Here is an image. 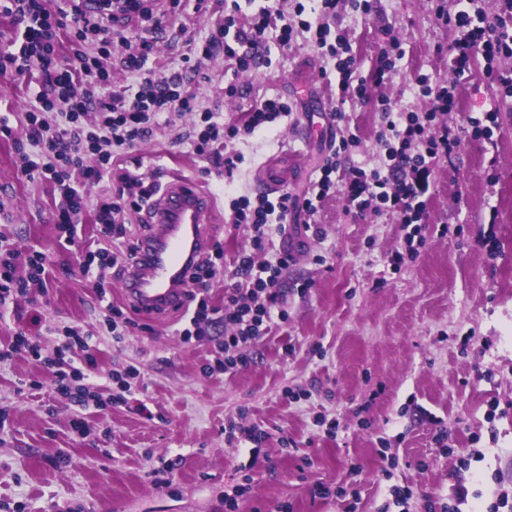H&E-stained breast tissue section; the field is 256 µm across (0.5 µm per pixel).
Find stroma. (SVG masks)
Instances as JSON below:
<instances>
[{"label":"stroma","mask_w":512,"mask_h":512,"mask_svg":"<svg viewBox=\"0 0 512 512\" xmlns=\"http://www.w3.org/2000/svg\"><path fill=\"white\" fill-rule=\"evenodd\" d=\"M221 21L218 12L195 14L186 0L162 21L156 68L179 67ZM340 26L364 75L380 46L401 45L396 75L370 102H339L321 77L332 61L302 34L280 45L273 29L263 65L237 74L219 54L201 85L204 105L220 106L228 119L270 97L293 108L237 142L244 162L232 178L170 130L133 153L141 173L178 176L212 196L210 240L225 260L249 246L246 229L224 221L225 186L255 193L259 165L285 150L299 170L287 190L301 192L340 134L330 117L337 110L361 140L352 161H372L374 99L422 112L429 102L410 80L454 76L450 57L435 49L456 32L436 20L432 0H375L370 15H344ZM484 66L476 60L462 78L460 104L447 115L460 144L435 166L418 254L392 273L387 259L402 241L397 218L356 213L339 194L326 199L311 231L275 239L296 257L279 283L288 322L252 344L248 367L234 374L201 371L213 337L224 333L218 318L188 342L178 334L181 319L138 313L122 342L101 335L109 306L125 303L120 277L109 275L101 295L73 275L77 259L57 242L49 184L18 178L12 137L0 135V209L9 216L0 231L18 251L46 250L55 262L36 301L0 310V342L21 328L51 350L62 328L75 326L98 337L91 379L102 395L113 392L112 370L141 372L124 405L86 409L91 432L83 438L71 428L75 407L50 387L17 395L19 383H43L41 368L22 358L0 364V503L9 512H225L224 492L244 473L252 482L240 512H488L512 499V125L491 144L470 135V118L494 98ZM232 81L249 94L226 98ZM33 103L18 79L0 77V115L14 135ZM238 419L259 443L226 440L225 425ZM460 482L469 496L458 506L451 492ZM403 487L412 491L405 503L396 495Z\"/></svg>","instance_id":"35a3bbf8"}]
</instances>
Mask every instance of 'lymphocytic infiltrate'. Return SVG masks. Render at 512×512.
I'll return each mask as SVG.
<instances>
[{"label":"lymphocytic infiltrate","instance_id":"lymphocytic-infiltrate-1","mask_svg":"<svg viewBox=\"0 0 512 512\" xmlns=\"http://www.w3.org/2000/svg\"><path fill=\"white\" fill-rule=\"evenodd\" d=\"M316 3L320 17L316 23L307 18L310 10L305 0H292L291 12L265 10L243 23L239 0H195L198 14L221 8L223 24L197 45L194 55L184 57L179 68L158 72L149 66L156 52L154 41H129L124 27L133 20L160 25L162 14L180 13L183 0H165L161 8L155 0H97L92 7L74 0H0V16L25 27L19 48L0 54V74H16L38 89L34 108L25 114L24 135L14 141L18 173L53 185L59 195L53 218L67 245L76 246L74 219L87 207L77 181L96 185L108 178L118 185L117 193L102 195L96 202L95 222L103 245L87 251L80 264L81 274H94L95 290H102L109 270L125 268L135 259L138 236L126 222L129 215L141 213L160 188L159 181L145 182L122 162L136 147L152 140L157 129L169 124L172 113L195 114V123L179 133V140L189 142L196 154L212 159L228 174L243 161L239 153L228 150V142L267 130L290 116L291 105L276 98L265 99L243 120L231 123L225 122L223 113L202 106L196 85L204 77L205 61L215 52H223L239 71L260 65L265 60L267 31L277 20L281 45L290 44L301 33L333 60L330 74L339 99L365 102L370 87L392 80L401 54L398 43L382 47L364 76L344 31L330 26L346 12L369 13L372 0ZM435 16L457 33L448 48L455 78L436 82L421 73L411 79L414 93L432 103L424 112L395 108L380 100L379 155L374 164H351L350 155L359 139L348 131L323 158L316 178L302 195L231 199L229 221L249 231V249L238 253L228 270L222 249L213 247L197 258L190 275L192 286L205 289L224 270L235 282L224 295V323L232 331L220 342L218 355L203 364L205 374H230L247 367L246 348L286 322L288 314L280 304L278 285L293 255L283 250L275 260L261 263L256 256L266 251L273 236L287 235L289 217L314 216L320 203L340 190L357 212L369 209L399 216L404 247L390 255L392 270H401L424 245V197L433 181L435 163L451 157L458 146L444 120L457 103L458 77L470 72L476 59H483L498 107L512 99V70L497 65L498 59L512 57V0H496L489 15L480 10L478 0H461L455 11L448 9L445 0H436ZM116 68L131 79L120 94L109 91ZM48 266L45 253L21 255L0 234V309L32 290H44ZM62 334L64 339L54 355L46 356L36 337L15 332L9 345L0 346V362L26 354L42 365L54 393L73 406L105 410L122 403V394L130 390L138 370L113 371L112 381L121 393L102 397L88 381L90 369L96 366L92 335L71 326L64 327ZM79 350L84 353L80 367L73 359Z\"/></svg>","mask_w":512,"mask_h":512}]
</instances>
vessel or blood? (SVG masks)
I'll use <instances>...</instances> for the list:
<instances>
[{
	"instance_id": "b4317fda",
	"label": "vessel or blood",
	"mask_w": 512,
	"mask_h": 512,
	"mask_svg": "<svg viewBox=\"0 0 512 512\" xmlns=\"http://www.w3.org/2000/svg\"><path fill=\"white\" fill-rule=\"evenodd\" d=\"M291 176L283 151L260 166L256 181L264 194L276 196ZM148 209L153 229L141 239L137 259L123 275V297L134 308L163 319L181 308L191 259L206 248L213 205L208 193L176 179L165 184Z\"/></svg>"
}]
</instances>
